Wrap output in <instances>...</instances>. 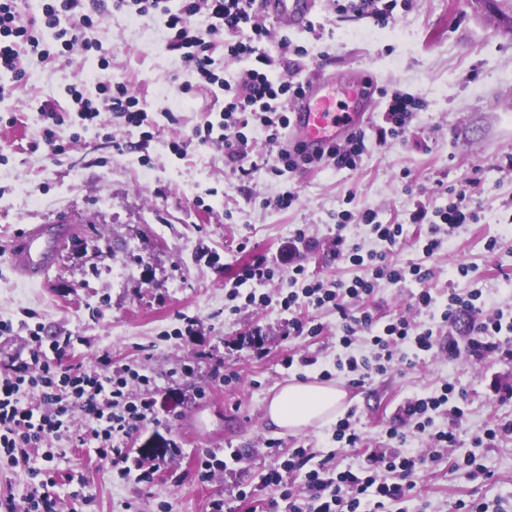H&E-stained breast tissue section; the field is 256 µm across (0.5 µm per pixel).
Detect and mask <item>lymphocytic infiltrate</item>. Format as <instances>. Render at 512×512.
<instances>
[{"instance_id":"lymphocytic-infiltrate-1","label":"lymphocytic infiltrate","mask_w":512,"mask_h":512,"mask_svg":"<svg viewBox=\"0 0 512 512\" xmlns=\"http://www.w3.org/2000/svg\"><path fill=\"white\" fill-rule=\"evenodd\" d=\"M113 5L135 16L161 18L172 36L173 46L181 50L185 65L224 93L220 122L208 121L196 127L191 141L172 142L170 148L174 154L186 155L193 142L200 146L216 142L223 144L224 155L229 160H241L243 130L253 119L260 122L270 143H279L290 123L283 100L304 96L306 84L299 78L300 61L290 56V43H283L282 53L276 59L262 49L268 31L255 0H179L175 5L170 0H113ZM201 13L206 14L208 23L203 28L194 27L192 19ZM64 17L70 19V28H60L59 22ZM39 22L42 28L55 31L57 41L66 51L79 43L83 30L92 24L90 16L82 11V0H43ZM221 34L227 38L224 49L228 56L246 63L233 83L219 78L214 69L215 38ZM35 53L45 59L51 55L49 47L42 45L33 29L18 24L15 0H0V72L22 81L25 77L22 58ZM277 67L284 71L279 79L272 75ZM98 90L99 96L94 100L84 97L77 87L66 90L82 128L100 124V116L106 112L121 115L135 128L147 124V112L140 108L138 98L126 84L102 81ZM421 105V99L414 95L393 93L386 101L380 123L374 126L376 133L393 140L404 138L412 113ZM340 217L345 223L355 219L370 226L384 242V251L366 252L360 245L336 236L334 256L362 268L363 276L327 283L308 278L303 264H292L288 278L290 290L280 307L289 313L288 327L295 335L315 337L321 334L323 326L310 318V311L332 306L340 319V343L348 346L359 339L368 349L367 354L359 357L337 358L335 368L347 377L350 385L358 387L374 377L386 375L398 361L416 365L443 347L452 355L467 350L470 357L478 360L493 355L512 359L511 305L484 313L482 291L478 288L464 295L449 292L445 302H438L426 287L431 276L429 269L419 264L400 266L388 260L389 252L407 234L404 225L383 221L379 212L371 208L356 215L344 209ZM477 219L463 189L449 190L444 205H421L410 215V223L418 228L417 243L428 257L441 250L456 229ZM382 280L393 284L409 280L420 283L418 307L437 310L441 322H454L464 314L473 316L466 347H459L454 340L443 341L433 326L403 315L385 321L376 318L367 301ZM74 343L71 335L49 339L39 329H31L22 357L0 371V461L15 465L28 460L31 452L39 449L43 450L45 461L38 483L31 486L23 500L18 502L11 496L1 498L0 512H57L53 493L56 480L51 468L54 451L75 440L92 445L99 460L120 467L121 477H129V470L122 467L126 459L124 441L141 425L157 419L152 399L135 402L130 398V384L143 383V376L129 368L113 369L110 356H98L90 369L80 364L63 365L62 359ZM464 399V389L447 381L432 394L400 401L387 430L393 442L389 448L365 447L353 423L355 413L347 411L335 423L336 441L359 451L363 466L340 470L332 458H324L317 468L308 469L306 491L300 494L293 490L285 474L306 466L310 451L292 449L282 466L270 470L264 478L266 485L277 488L279 496L267 500L262 512H389L390 507L407 502L414 489L412 477L419 468L444 460L451 469H459L458 460L446 458L445 453L456 443L453 427L464 416ZM436 412L447 417V428L433 429L432 415ZM78 413L87 420L81 433L73 427V417ZM412 430L427 434L429 455L402 451L401 446Z\"/></svg>"}]
</instances>
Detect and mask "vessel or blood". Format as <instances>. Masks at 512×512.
Instances as JSON below:
<instances>
[{
	"mask_svg": "<svg viewBox=\"0 0 512 512\" xmlns=\"http://www.w3.org/2000/svg\"><path fill=\"white\" fill-rule=\"evenodd\" d=\"M260 7L283 25L300 26L306 22L312 2L260 0ZM334 84L331 78H313L308 92L292 107L289 136L307 151L341 140L369 119L368 113L357 104L345 111H337L334 97L328 92ZM65 230L62 224H38L26 231L11 254L14 270L30 279H37L53 262Z\"/></svg>",
	"mask_w": 512,
	"mask_h": 512,
	"instance_id": "vessel-or-blood-1",
	"label": "vessel or blood"
}]
</instances>
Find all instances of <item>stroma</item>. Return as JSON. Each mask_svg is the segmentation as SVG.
<instances>
[{"mask_svg": "<svg viewBox=\"0 0 512 512\" xmlns=\"http://www.w3.org/2000/svg\"><path fill=\"white\" fill-rule=\"evenodd\" d=\"M95 24L86 37L92 50L71 56L24 61L26 76L14 82L0 73V321L41 327L43 335L82 337L64 361L93 365L109 353L115 366H131L150 379L136 386L132 400L154 399L158 420L127 441V467L152 472L149 481L118 477L110 463L88 447H71L53 462L54 493L62 512H244L236 494L254 491L270 497L263 478L282 459L267 444L309 448V465L328 455L339 468H359L357 452L338 447L333 426L281 434L268 426L267 400L288 380L317 379L337 353L339 320L333 309L314 314L321 336H292L278 300L288 290V264L279 258L295 228L305 227L318 247L302 253L308 275L348 280L357 268L334 259L327 244L336 234L364 249L375 248L365 225L337 229L344 197L352 212L370 207L384 220L407 225L417 203L441 204L446 188L466 189L478 221L456 230L443 249L427 257L409 229L391 260L429 268L427 286L439 297L448 291L483 292V309L512 303V12L502 0H405L396 23L339 17L333 0H314L306 29L286 28L267 18L271 37L264 48L279 57L282 38L307 50L305 73L316 71L339 81L375 77L374 103L383 92H402L424 101L414 112L404 139L369 142L356 169L323 162L293 172L278 171L277 147L262 131L248 133L242 164L229 162L220 146H190L186 157L168 144L219 112L210 85L172 49L161 21L131 19L112 0H86ZM108 59L112 82L128 84L144 104L153 125L149 137L126 127L114 114L102 126L79 131L72 123L55 135L69 150L53 155L44 143L47 103L69 105L68 86L97 95L89 69ZM125 143L117 151L115 143ZM250 176H241V169ZM299 200L286 211L269 202L285 187ZM204 207H197V199ZM63 220L70 227L53 263L35 280L19 276L10 249L34 224ZM494 250H487L488 240ZM266 258L278 274L262 287L266 307L232 310L224 282L238 264ZM467 266L468 276L457 275ZM413 281L381 283L372 297L379 318L403 313L430 323L415 296ZM195 318L187 328L186 318ZM313 355L317 365L285 367L288 353ZM467 391L465 418L455 430L456 456H476L490 478H469L439 462L418 471L409 512H457V500L502 501L512 512V436L491 445L475 437L512 420V360L477 361L439 350L415 367L398 366L387 375L354 388L344 375L331 381L356 408V427L369 444L386 438L396 405L428 394L444 380ZM145 448L164 449L147 458ZM227 454L207 481L197 477L200 456ZM90 495V505L78 492Z\"/></svg>", "mask_w": 512, "mask_h": 512, "instance_id": "stroma-1", "label": "stroma"}]
</instances>
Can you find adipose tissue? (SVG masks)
I'll return each mask as SVG.
<instances>
[{
    "instance_id": "1",
    "label": "adipose tissue",
    "mask_w": 512,
    "mask_h": 512,
    "mask_svg": "<svg viewBox=\"0 0 512 512\" xmlns=\"http://www.w3.org/2000/svg\"><path fill=\"white\" fill-rule=\"evenodd\" d=\"M345 396V391L330 383L294 381L271 397L266 417L287 433L319 428L335 420Z\"/></svg>"
}]
</instances>
